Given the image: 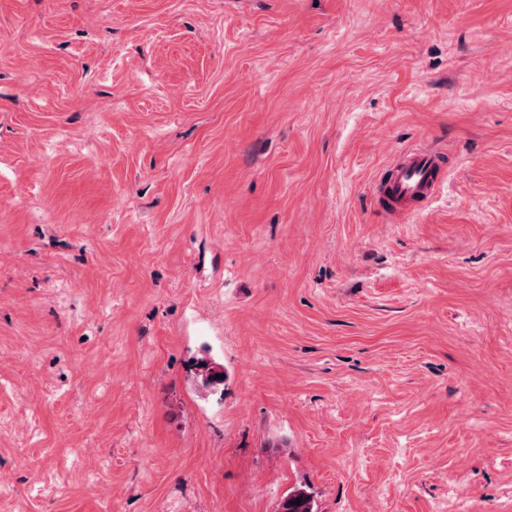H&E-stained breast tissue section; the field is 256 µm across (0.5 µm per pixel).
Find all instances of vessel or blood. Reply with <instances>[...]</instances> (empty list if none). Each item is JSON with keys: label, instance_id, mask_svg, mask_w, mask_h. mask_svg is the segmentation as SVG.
Listing matches in <instances>:
<instances>
[{"label": "vessel or blood", "instance_id": "1", "mask_svg": "<svg viewBox=\"0 0 512 512\" xmlns=\"http://www.w3.org/2000/svg\"><path fill=\"white\" fill-rule=\"evenodd\" d=\"M440 157L426 146L402 151L390 164V179L377 183L375 189L391 202L393 213L407 218L412 207L427 204L436 194Z\"/></svg>", "mask_w": 512, "mask_h": 512}]
</instances>
